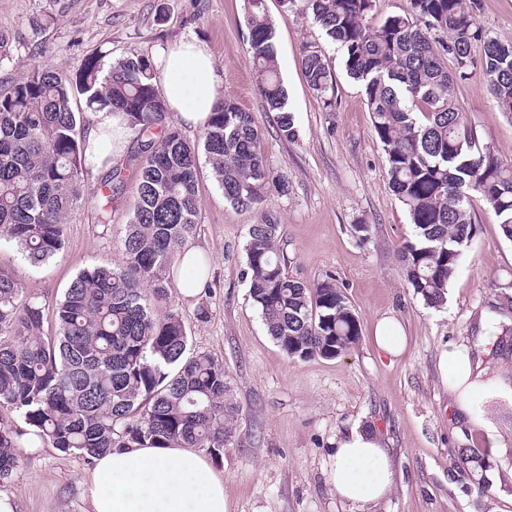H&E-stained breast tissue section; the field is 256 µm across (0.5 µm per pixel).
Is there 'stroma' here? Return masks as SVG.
Instances as JSON below:
<instances>
[{
  "label": "stroma",
  "mask_w": 512,
  "mask_h": 512,
  "mask_svg": "<svg viewBox=\"0 0 512 512\" xmlns=\"http://www.w3.org/2000/svg\"><path fill=\"white\" fill-rule=\"evenodd\" d=\"M478 2L480 29L512 42V0ZM266 6L294 116L291 140L281 135L255 85L246 0H0V35L10 49L0 61V88L23 81L35 67L72 80L89 56L102 55L107 67L195 39L212 51L225 97L251 113L268 165L287 178V194H269L264 208L283 226L288 273L311 283L335 277L362 335L335 359L293 360L281 351L243 277L246 235L258 214L227 202L210 165L201 163L198 226L190 242L209 252L211 288L192 298L174 292L172 304L192 349L223 361L239 407L231 444L210 461L224 476L232 512H512V356L495 354L484 335L489 321L512 323V241L481 198L472 197L476 231L446 304L431 308L414 296L396 252L412 226L388 185L361 84L311 19L285 11L280 0ZM309 44L321 45L336 76L334 108L324 107L302 70L300 52ZM471 56L457 104L480 142L512 164V117L487 91L480 47ZM136 199L132 169L105 207L109 223H101L103 207L87 196L67 218L62 250L40 266L12 247L0 248V265L45 309L44 333H54L55 305L81 270L120 260ZM355 224L370 225L368 241L353 235ZM385 318L406 336L403 353L393 358L374 344L375 327ZM453 349L468 356L484 386L465 406L440 370L441 353ZM356 427L378 434L395 479L387 498L355 511L337 496L329 472L337 440ZM466 446L486 455L487 496H478L459 468L456 451ZM90 467L49 445L24 448L12 475L0 479V493L13 498L18 512H89L81 479Z\"/></svg>",
  "instance_id": "35a3bbf8"
}]
</instances>
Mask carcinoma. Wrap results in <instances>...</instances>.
Returning <instances> with one entry per match:
<instances>
[{
    "instance_id": "obj_1",
    "label": "carcinoma",
    "mask_w": 512,
    "mask_h": 512,
    "mask_svg": "<svg viewBox=\"0 0 512 512\" xmlns=\"http://www.w3.org/2000/svg\"><path fill=\"white\" fill-rule=\"evenodd\" d=\"M407 9L376 23L377 0H282L310 17L362 83L374 134L386 155L392 192L407 210L413 235L399 245L407 286L440 308L474 232L470 197L479 195L512 240V165L479 142L456 104L474 43L482 44L487 90L512 115V43L479 30L466 0H406ZM249 48L260 95L277 113L282 135L295 137L280 78L275 29L266 0H247ZM453 66H448V62ZM308 84L333 106L335 74L315 45L302 48ZM160 72L147 56L119 58L102 73L86 59L70 83L47 68L0 93V246L14 245L39 265L63 246L64 220L85 196L86 146L77 132L75 94L91 112H120L137 149V204L120 263L79 272L57 303V331H42L44 309L0 266V407L25 424L0 420V479L18 463L23 436L87 460L113 449L206 448L220 457L232 443L239 408L224 364L189 348L178 312L168 304L170 270L197 229L199 151L224 199L256 208L288 181L266 165L250 113L222 98L203 128L202 146L167 121ZM113 167L100 191L124 182ZM282 225L270 214L251 225L243 277L269 336L291 359H333L361 339V322L336 279L313 284L288 275L280 253ZM512 324L490 322L498 350ZM459 463L482 494L487 464L479 448Z\"/></svg>"
}]
</instances>
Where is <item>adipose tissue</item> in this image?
Returning a JSON list of instances; mask_svg holds the SVG:
<instances>
[{"label":"adipose tissue","instance_id":"adipose-tissue-1","mask_svg":"<svg viewBox=\"0 0 512 512\" xmlns=\"http://www.w3.org/2000/svg\"><path fill=\"white\" fill-rule=\"evenodd\" d=\"M163 96L169 111L184 124L206 126L223 91L206 44L182 40L159 55ZM88 165L97 169L126 152L125 117L92 112L87 126ZM330 480L341 500L358 508L385 497L394 485L386 448L371 429L353 430L339 439ZM83 483L91 512H230L224 477L189 448L115 449L94 460Z\"/></svg>","mask_w":512,"mask_h":512}]
</instances>
